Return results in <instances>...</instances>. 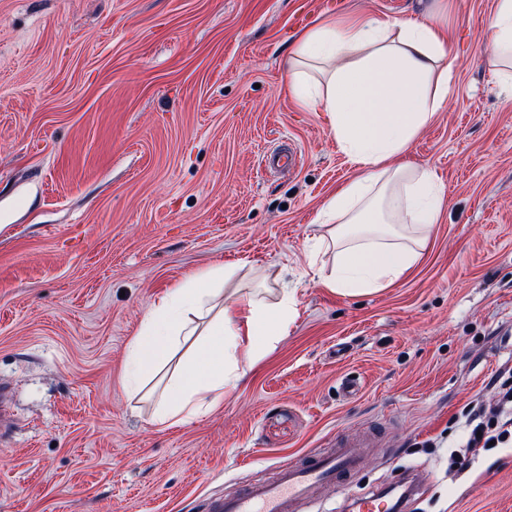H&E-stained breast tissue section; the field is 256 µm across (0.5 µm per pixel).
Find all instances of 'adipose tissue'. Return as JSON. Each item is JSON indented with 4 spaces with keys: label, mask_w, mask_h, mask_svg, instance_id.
<instances>
[{
    "label": "adipose tissue",
    "mask_w": 512,
    "mask_h": 512,
    "mask_svg": "<svg viewBox=\"0 0 512 512\" xmlns=\"http://www.w3.org/2000/svg\"><path fill=\"white\" fill-rule=\"evenodd\" d=\"M446 16L444 0H433L414 19H326L293 42L290 93L303 107L326 113L358 168L319 216L333 251L321 282L340 294H372L402 279L446 206L431 171L401 161L448 98L453 60ZM481 33L500 81L512 82V0H496ZM238 271L218 264L187 278L152 304L130 343L128 392L166 377L154 422L182 425L212 410L237 386L240 362L273 350L287 335L296 306L289 290L272 301L254 288L223 303L224 286Z\"/></svg>",
    "instance_id": "obj_1"
}]
</instances>
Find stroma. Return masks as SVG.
I'll return each instance as SVG.
<instances>
[{"instance_id":"obj_1","label":"stroma","mask_w":512,"mask_h":512,"mask_svg":"<svg viewBox=\"0 0 512 512\" xmlns=\"http://www.w3.org/2000/svg\"><path fill=\"white\" fill-rule=\"evenodd\" d=\"M447 2L448 102L403 157L447 205L403 279L343 296L305 272L357 169L289 92V52L420 0H0V512H204L367 429L382 448L313 512L409 470L407 512H512V447L450 462L512 368V95L480 44L496 0ZM291 150L294 172L268 166ZM240 260L232 287L294 291L287 336L212 412L152 424L130 342L171 288Z\"/></svg>"}]
</instances>
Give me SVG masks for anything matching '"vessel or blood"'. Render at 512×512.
<instances>
[{
    "mask_svg": "<svg viewBox=\"0 0 512 512\" xmlns=\"http://www.w3.org/2000/svg\"><path fill=\"white\" fill-rule=\"evenodd\" d=\"M374 433L337 435L331 448L308 462L284 464L274 477L252 480L235 494L211 500L207 512H308V506L328 488L354 476L375 447Z\"/></svg>",
    "mask_w": 512,
    "mask_h": 512,
    "instance_id": "vessel-or-blood-1",
    "label": "vessel or blood"
}]
</instances>
